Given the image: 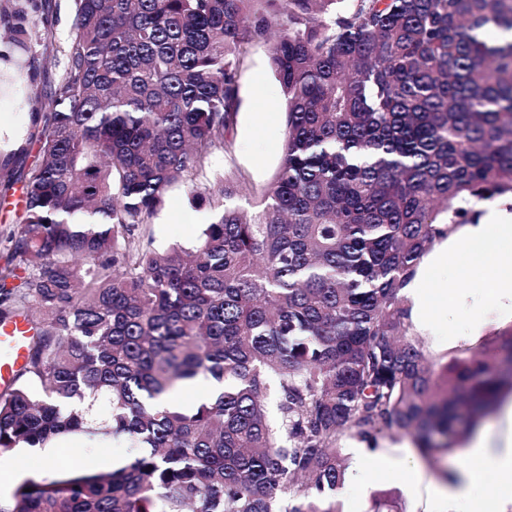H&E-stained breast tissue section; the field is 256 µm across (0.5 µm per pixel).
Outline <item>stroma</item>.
<instances>
[{"label": "stroma", "instance_id": "1", "mask_svg": "<svg viewBox=\"0 0 512 512\" xmlns=\"http://www.w3.org/2000/svg\"><path fill=\"white\" fill-rule=\"evenodd\" d=\"M53 21V37L48 42L31 39L19 47L0 39V156L23 154L24 166L37 159V147L28 141L29 118L37 102L45 100L51 88L65 72L66 50L75 36L74 0H45ZM36 65L35 79H27L29 65ZM285 105L279 83L271 67L269 45L254 42L244 58L238 92V110L230 134V151L213 155L216 169L234 171L240 180L236 203L248 207L272 182L282 159ZM214 213L208 203L192 205L183 186H170L163 204L150 227L152 246L163 250L171 245L192 246ZM448 321L455 333L434 336L409 331L410 341L419 344L434 367H442L459 356L463 349H478L492 344L497 335L512 328V320L500 318L490 297H482L469 314L452 310ZM346 461H353L354 449L369 452L380 461L413 449L410 437L401 434L379 436L377 445H369L347 432L336 442ZM126 453L125 448L91 447L72 441L56 448L57 462H84L87 468L109 471L112 463ZM35 453L0 448V498L8 499L23 479L41 475ZM342 512H429L430 499L425 490L407 492L400 478L380 472L362 474L360 481L344 485L338 494Z\"/></svg>", "mask_w": 512, "mask_h": 512}]
</instances>
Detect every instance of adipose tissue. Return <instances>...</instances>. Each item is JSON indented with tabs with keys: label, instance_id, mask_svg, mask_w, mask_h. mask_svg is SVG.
<instances>
[{
	"label": "adipose tissue",
	"instance_id": "1",
	"mask_svg": "<svg viewBox=\"0 0 512 512\" xmlns=\"http://www.w3.org/2000/svg\"><path fill=\"white\" fill-rule=\"evenodd\" d=\"M481 272L504 316L512 317V204L505 200L488 205L477 222L451 226L433 250L419 263L405 288L410 301L409 321L419 329L447 327L449 307L464 308L473 293L450 287L449 282ZM504 436H476L474 455L498 476L487 489L488 512H507L505 499L512 494V404L504 405Z\"/></svg>",
	"mask_w": 512,
	"mask_h": 512
}]
</instances>
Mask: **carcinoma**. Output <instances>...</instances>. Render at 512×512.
<instances>
[{
  "mask_svg": "<svg viewBox=\"0 0 512 512\" xmlns=\"http://www.w3.org/2000/svg\"><path fill=\"white\" fill-rule=\"evenodd\" d=\"M10 39L43 38L14 0ZM67 67L29 140L0 322L26 360L0 447L127 445L108 472L58 464L0 512H341L348 430L450 454L512 394V330L435 371L403 289L442 224L512 197V0H74ZM270 41L283 161L246 214L228 149L240 69ZM174 183L214 221L189 249L145 231ZM224 382L187 410L183 382ZM274 395L277 418H268ZM110 409L107 419L97 408Z\"/></svg>",
  "mask_w": 512,
  "mask_h": 512,
  "instance_id": "carcinoma-1",
  "label": "carcinoma"
}]
</instances>
